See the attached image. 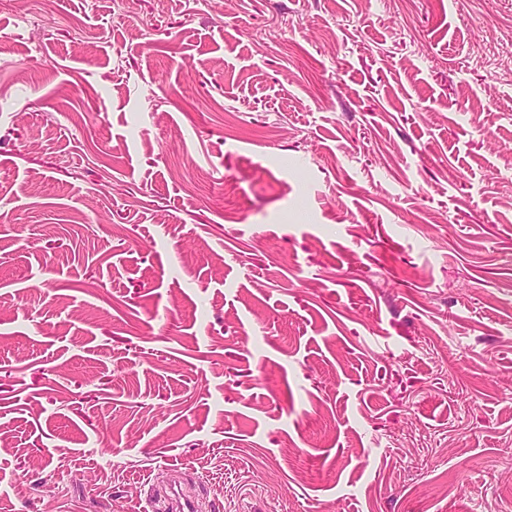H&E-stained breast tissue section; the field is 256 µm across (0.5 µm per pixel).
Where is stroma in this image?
<instances>
[{
  "instance_id": "stroma-1",
  "label": "stroma",
  "mask_w": 512,
  "mask_h": 512,
  "mask_svg": "<svg viewBox=\"0 0 512 512\" xmlns=\"http://www.w3.org/2000/svg\"><path fill=\"white\" fill-rule=\"evenodd\" d=\"M512 512V0H0V512ZM169 506L163 511L167 512H196L198 507L194 498L186 494L181 487L172 486L166 492Z\"/></svg>"
}]
</instances>
